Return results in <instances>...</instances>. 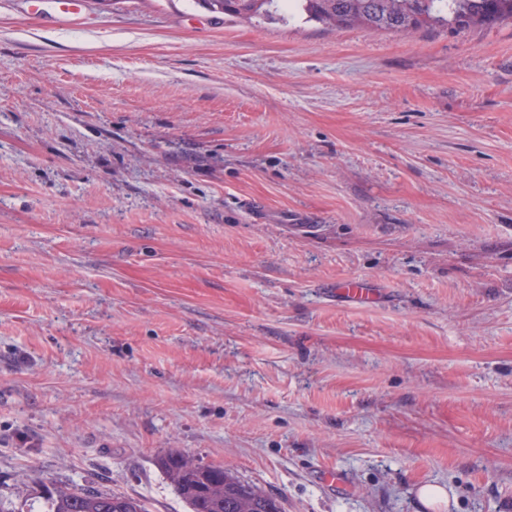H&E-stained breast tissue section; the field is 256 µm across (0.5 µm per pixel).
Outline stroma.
<instances>
[{"mask_svg": "<svg viewBox=\"0 0 512 512\" xmlns=\"http://www.w3.org/2000/svg\"><path fill=\"white\" fill-rule=\"evenodd\" d=\"M171 449L285 512H512V23L0 0V512H188ZM336 292L356 301H363L372 298L375 295V288L364 279H347L333 286ZM48 512H147L136 498L107 492L57 489L48 499Z\"/></svg>", "mask_w": 512, "mask_h": 512, "instance_id": "stroma-1", "label": "stroma"}]
</instances>
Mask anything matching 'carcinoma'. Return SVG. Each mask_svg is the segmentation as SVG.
<instances>
[{"mask_svg":"<svg viewBox=\"0 0 512 512\" xmlns=\"http://www.w3.org/2000/svg\"><path fill=\"white\" fill-rule=\"evenodd\" d=\"M212 14L244 20L278 18L280 0H196ZM295 7L328 28L363 27L413 34L446 27L457 32L512 21V0H293ZM171 451L156 465L176 488L189 512H283L279 498L244 482L220 466L189 463ZM47 512H147L136 498L107 492L58 489Z\"/></svg>","mask_w":512,"mask_h":512,"instance_id":"carcinoma-1","label":"carcinoma"}]
</instances>
